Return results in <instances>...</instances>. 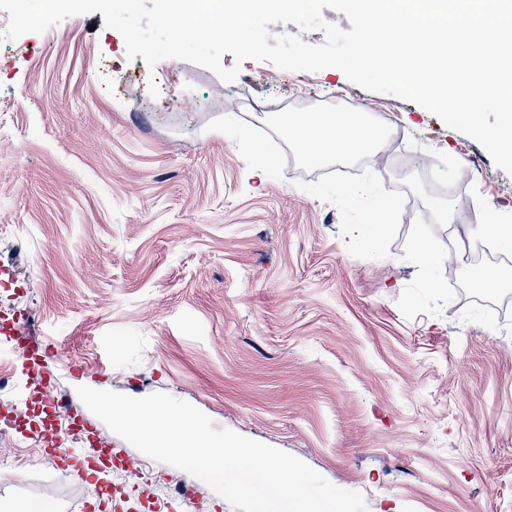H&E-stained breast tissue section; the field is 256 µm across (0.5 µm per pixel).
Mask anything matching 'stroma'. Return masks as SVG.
<instances>
[{
  "mask_svg": "<svg viewBox=\"0 0 512 512\" xmlns=\"http://www.w3.org/2000/svg\"><path fill=\"white\" fill-rule=\"evenodd\" d=\"M292 98L390 115L427 138L424 161L381 149L373 173L342 180L356 158L310 160L286 135ZM467 192L512 222V176L483 147L336 68L248 60L234 84L178 59L151 68L99 12L0 40V327L30 323L86 420L17 487L52 411L16 369L29 417L0 436V501L59 510L78 484L88 512H153L178 480L193 512H233L171 465L134 480L105 464L101 440L140 452L88 411L86 385L186 401L368 512H512V266L487 268L488 288L452 277L464 241L436 211L469 224ZM370 212L376 237L356 232Z\"/></svg>",
  "mask_w": 512,
  "mask_h": 512,
  "instance_id": "1",
  "label": "stroma"
}]
</instances>
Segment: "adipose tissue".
<instances>
[{
    "mask_svg": "<svg viewBox=\"0 0 512 512\" xmlns=\"http://www.w3.org/2000/svg\"><path fill=\"white\" fill-rule=\"evenodd\" d=\"M288 136L306 155L329 149L354 155L370 154L380 147L382 134L355 112L318 113L289 119Z\"/></svg>",
    "mask_w": 512,
    "mask_h": 512,
    "instance_id": "adipose-tissue-1",
    "label": "adipose tissue"
}]
</instances>
